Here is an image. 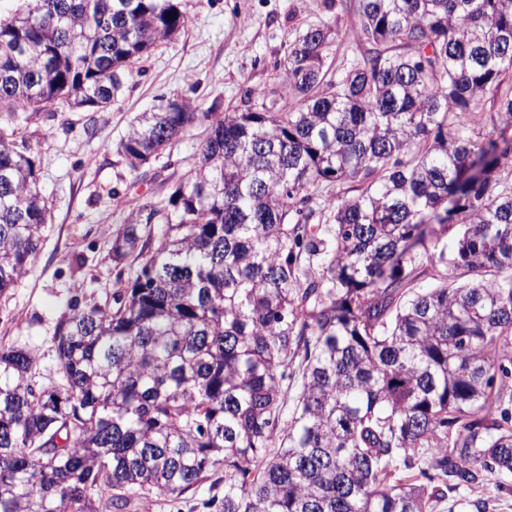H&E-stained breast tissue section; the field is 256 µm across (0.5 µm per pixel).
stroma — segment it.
Here are the masks:
<instances>
[{
    "label": "stroma",
    "instance_id": "stroma-1",
    "mask_svg": "<svg viewBox=\"0 0 512 512\" xmlns=\"http://www.w3.org/2000/svg\"><path fill=\"white\" fill-rule=\"evenodd\" d=\"M187 26L139 60L112 105L44 113L20 132L40 168L50 207L39 258L16 288L0 294V342L31 351L35 380L58 379L52 337L64 314L105 301L130 265L111 260L112 233L130 214L166 199L189 172L204 136L189 128L140 170L117 151L135 117L179 98L208 109L238 105L245 89L279 86L276 63L303 31L333 20V68L365 54L357 19L333 0H181ZM124 205H116L115 197Z\"/></svg>",
    "mask_w": 512,
    "mask_h": 512
}]
</instances>
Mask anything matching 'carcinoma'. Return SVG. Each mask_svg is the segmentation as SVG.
<instances>
[{
    "label": "carcinoma",
    "instance_id": "carcinoma-1",
    "mask_svg": "<svg viewBox=\"0 0 512 512\" xmlns=\"http://www.w3.org/2000/svg\"><path fill=\"white\" fill-rule=\"evenodd\" d=\"M349 8L369 56L338 74L335 24L308 28L281 62L293 102L167 101L120 140L135 170L208 129L168 199L114 230L133 279L56 326L60 382L0 344V512H132L205 483L224 486L215 512H435L489 475L508 486L512 0ZM185 27L180 0L0 10V294L49 221L20 126L107 107ZM423 256L446 269L434 287Z\"/></svg>",
    "mask_w": 512,
    "mask_h": 512
}]
</instances>
